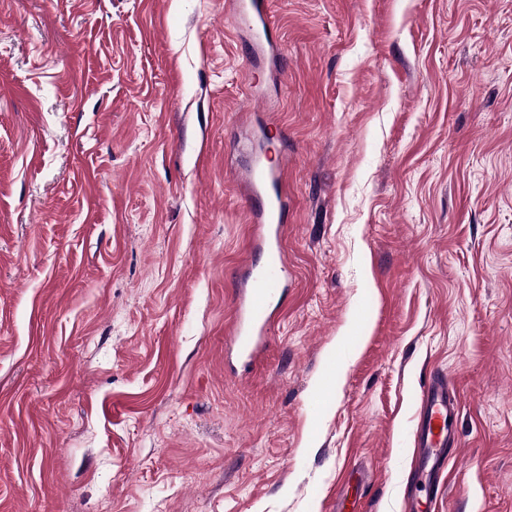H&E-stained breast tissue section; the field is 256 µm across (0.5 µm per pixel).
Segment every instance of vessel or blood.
Returning <instances> with one entry per match:
<instances>
[{"mask_svg":"<svg viewBox=\"0 0 512 512\" xmlns=\"http://www.w3.org/2000/svg\"><path fill=\"white\" fill-rule=\"evenodd\" d=\"M239 18L266 41L271 23L269 0H240ZM284 164L256 163L247 174L254 197L253 221L260 232L262 263L251 268L237 300L230 342L244 358L255 359L263 336L270 330L288 277L280 239L284 231L287 194ZM422 410L415 431L421 484L435 486L445 466L448 447L454 441L458 399L448 390V377L435 374L421 392Z\"/></svg>","mask_w":512,"mask_h":512,"instance_id":"b4317fda","label":"vessel or blood"}]
</instances>
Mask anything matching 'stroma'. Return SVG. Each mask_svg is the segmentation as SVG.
I'll return each mask as SVG.
<instances>
[{
	"label": "stroma",
	"instance_id": "obj_1",
	"mask_svg": "<svg viewBox=\"0 0 512 512\" xmlns=\"http://www.w3.org/2000/svg\"><path fill=\"white\" fill-rule=\"evenodd\" d=\"M270 12L260 56L230 0H0V512H410L440 370L433 512H512V0ZM284 170V164L269 166L258 161L246 178L254 197L252 217L260 232L262 263L260 267H252L245 277L229 335L237 352L250 361L258 356L262 336L274 323L288 277L280 244L287 210ZM421 401L414 441L420 459L418 482L438 486L448 446L454 442L458 416V399L455 392H448V376L440 373L431 376L422 389Z\"/></svg>",
	"mask_w": 512,
	"mask_h": 512
}]
</instances>
